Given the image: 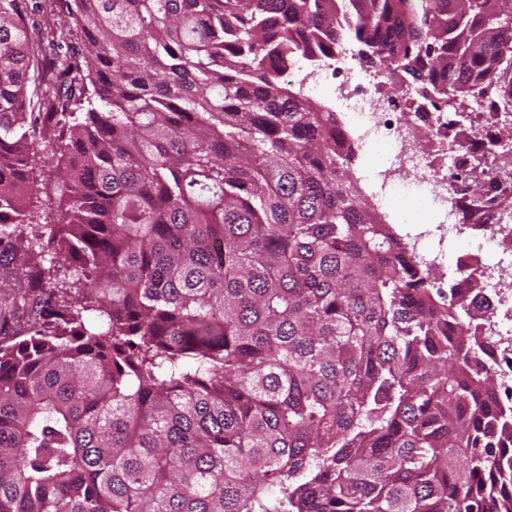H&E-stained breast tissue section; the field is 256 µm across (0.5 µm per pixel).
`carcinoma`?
Returning a JSON list of instances; mask_svg holds the SVG:
<instances>
[{
  "mask_svg": "<svg viewBox=\"0 0 512 512\" xmlns=\"http://www.w3.org/2000/svg\"><path fill=\"white\" fill-rule=\"evenodd\" d=\"M73 2L84 53L38 96L0 0V327L39 305L0 344V512H512L473 303L401 252L336 113L281 83L351 42L438 104L488 99L512 0Z\"/></svg>",
  "mask_w": 512,
  "mask_h": 512,
  "instance_id": "obj_1",
  "label": "carcinoma"
}]
</instances>
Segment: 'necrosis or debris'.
I'll list each match as a JSON object with an SVG mask.
<instances>
[{
    "label": "necrosis or debris",
    "mask_w": 512,
    "mask_h": 512,
    "mask_svg": "<svg viewBox=\"0 0 512 512\" xmlns=\"http://www.w3.org/2000/svg\"><path fill=\"white\" fill-rule=\"evenodd\" d=\"M298 85L335 102L336 138L375 197L387 201L401 185L442 214L441 223L405 233L401 243L417 264L435 273L436 287L470 290L474 323L492 348L500 394L512 403V207L493 197L484 207V223L457 221L448 183L460 171L457 136L464 122L423 103L408 114L411 90L375 70H355L345 51L315 64ZM420 123L429 125L428 135L416 134ZM372 143L386 146V158L373 167L361 165L362 152ZM458 244L466 255L456 264L450 249Z\"/></svg>",
    "instance_id": "1"
}]
</instances>
